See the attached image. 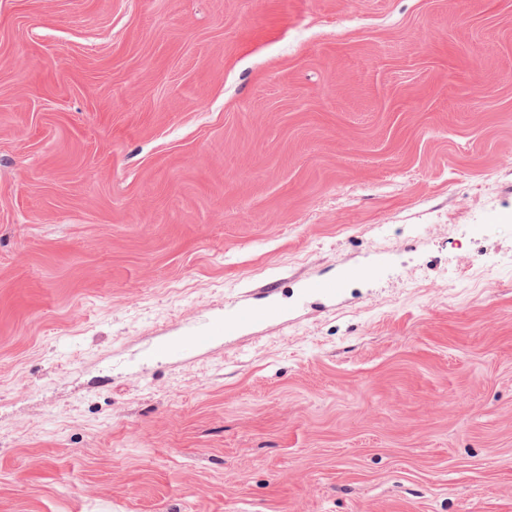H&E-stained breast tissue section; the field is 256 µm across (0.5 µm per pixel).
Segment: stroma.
Segmentation results:
<instances>
[{
  "mask_svg": "<svg viewBox=\"0 0 512 512\" xmlns=\"http://www.w3.org/2000/svg\"><path fill=\"white\" fill-rule=\"evenodd\" d=\"M0 512H512V0H0ZM266 316L264 308H239L224 316L221 328L224 333H232L245 325L264 320Z\"/></svg>",
  "mask_w": 512,
  "mask_h": 512,
  "instance_id": "35a3bbf8",
  "label": "stroma"
}]
</instances>
